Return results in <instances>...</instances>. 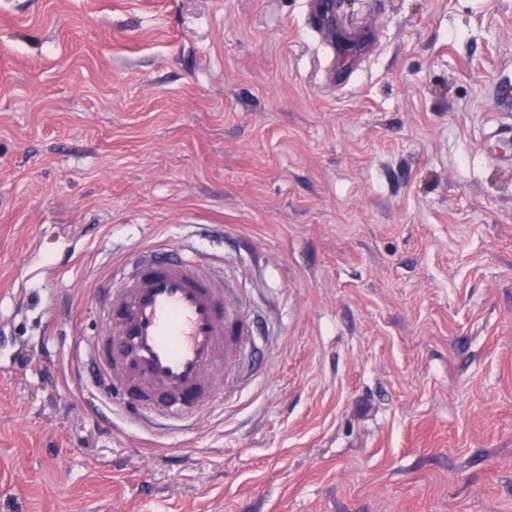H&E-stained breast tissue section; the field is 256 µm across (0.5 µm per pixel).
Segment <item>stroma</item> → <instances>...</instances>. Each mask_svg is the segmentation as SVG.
<instances>
[{"instance_id": "35a3bbf8", "label": "stroma", "mask_w": 512, "mask_h": 512, "mask_svg": "<svg viewBox=\"0 0 512 512\" xmlns=\"http://www.w3.org/2000/svg\"><path fill=\"white\" fill-rule=\"evenodd\" d=\"M0 0V512H512V0ZM269 326L188 435L92 416L137 249Z\"/></svg>"}]
</instances>
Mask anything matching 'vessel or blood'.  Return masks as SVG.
I'll return each instance as SVG.
<instances>
[{"instance_id": "vessel-or-blood-1", "label": "vessel or blood", "mask_w": 512, "mask_h": 512, "mask_svg": "<svg viewBox=\"0 0 512 512\" xmlns=\"http://www.w3.org/2000/svg\"><path fill=\"white\" fill-rule=\"evenodd\" d=\"M101 330L81 338L94 359L88 396L132 398L138 417L190 430L224 394L258 326L187 252L146 249L95 295Z\"/></svg>"}]
</instances>
